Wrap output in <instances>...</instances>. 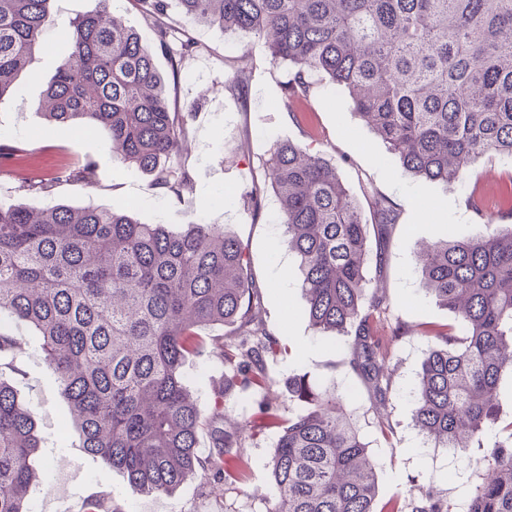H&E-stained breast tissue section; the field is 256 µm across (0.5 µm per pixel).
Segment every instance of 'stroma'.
Returning <instances> with one entry per match:
<instances>
[{
    "mask_svg": "<svg viewBox=\"0 0 512 512\" xmlns=\"http://www.w3.org/2000/svg\"><path fill=\"white\" fill-rule=\"evenodd\" d=\"M97 6L98 0H52L51 25L31 66L17 80L18 94L0 100V142L36 154L35 164L22 175L17 174L16 163L0 164V205L31 210L50 205L128 207L139 222L162 224L174 232L202 220L225 225L246 249L255 284L264 297L267 330L287 347L286 353L266 360L272 386L238 388L227 398L224 413L229 422L250 419L263 400L286 417L304 412L305 403L289 401L288 381L305 378L316 389L336 390L346 403L376 463L379 502L399 495L415 499L430 490L448 503H458L466 492L465 476L458 474L447 449L424 441L412 420V391L427 342L393 339L392 321L376 324L377 335L383 336L393 355L391 430L382 433L368 387L341 363L346 337L317 332L309 323L298 259L281 242L277 198L261 175L259 161L275 140L288 139L336 163L356 198H363L365 187L370 186L393 202L400 212L399 222L384 241H371L367 275L386 291L394 314L413 327L454 319L422 286L415 261L419 244L446 231L460 236L481 232L482 221L468 199L481 197L488 210L502 212L503 192L512 184V160L482 158L462 182L447 186L410 177L354 113L340 87L326 80L315 82L308 102L289 111L278 104L288 67L271 65L257 38L227 34L175 11L170 23L193 37L199 49L183 60L180 70H173L168 53L157 49L153 22L137 0H115L113 7L126 26L156 49L154 62L164 80L170 110L192 113L183 140L191 186L179 195L164 192L152 174L127 168L113 157L104 135L51 126L37 110L74 22ZM245 53L252 55L255 72L245 93L237 96L223 89L225 62ZM88 158L96 163L94 183L52 181L57 168L76 167ZM246 193L258 197V211L241 206L239 199ZM10 328L19 345L12 368L0 370V380L14 387L19 403L33 414L41 442L33 460L36 487L23 505L25 512H59L60 503L48 497L51 482L64 498L100 503V512H269L273 431L246 441L244 481L212 492L210 475L201 474L164 495L132 493L125 476L85 452L76 427L65 423L67 401L41 356L36 331L22 322L11 323ZM184 371L202 418L212 420L215 386L227 373L226 364L205 354L187 361Z\"/></svg>",
    "mask_w": 512,
    "mask_h": 512,
    "instance_id": "1",
    "label": "stroma"
}]
</instances>
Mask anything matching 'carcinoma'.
<instances>
[{
    "label": "carcinoma",
    "mask_w": 512,
    "mask_h": 512,
    "mask_svg": "<svg viewBox=\"0 0 512 512\" xmlns=\"http://www.w3.org/2000/svg\"><path fill=\"white\" fill-rule=\"evenodd\" d=\"M172 1L197 22L264 40L270 63L293 68L283 106L307 100L314 76L342 87L413 177L446 185L486 155L512 159V0H141L164 50L175 40L162 21ZM49 2L0 0V99L15 93L42 45ZM99 2L74 23L39 109L59 127L105 133L113 155L178 195L190 186L180 157L187 116L168 111L154 49L111 0ZM252 72V58L237 57L224 90L243 93ZM30 156L0 143L1 160ZM261 168L283 243L298 258L311 326L348 338L344 362L385 409L390 355L373 324L391 303L371 288L366 266L370 237L397 223L396 207L375 196L364 213L335 163L290 140L276 142ZM93 178L88 158L52 180ZM468 203L485 221L482 233H445L416 253L426 292L456 324L414 333L429 349L412 416L426 440L461 463L489 440L464 512H512V420L498 417L500 383L512 379V224L495 223L472 196ZM263 310L239 240L218 224L173 233L127 211L56 205L35 217L0 206V317L35 329L82 448L121 472L131 491L167 494L199 471L243 480L241 449L259 423L278 430L270 512H375L378 475L351 414L300 377L288 382V400L306 403L305 412L285 419L260 404L257 420L214 430L211 454L199 456L204 423L184 386L185 361L209 351L227 364L220 408L238 386L267 387L277 340ZM227 324L241 335L230 348L202 334ZM37 448L32 414L0 381V512H22ZM408 506L455 512L429 492Z\"/></svg>",
    "instance_id": "carcinoma-1"
}]
</instances>
